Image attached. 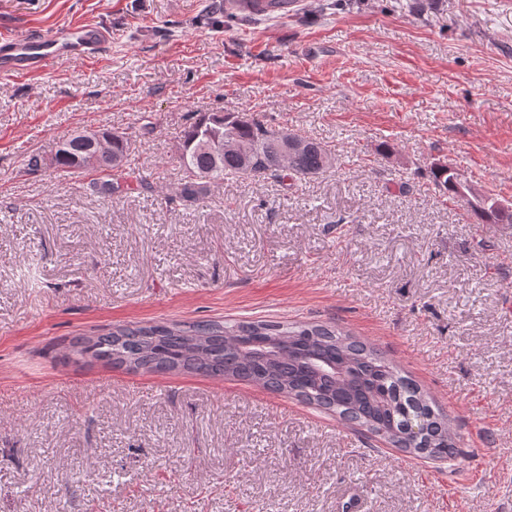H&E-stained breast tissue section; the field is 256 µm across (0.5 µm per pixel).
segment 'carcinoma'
Wrapping results in <instances>:
<instances>
[{
  "mask_svg": "<svg viewBox=\"0 0 512 512\" xmlns=\"http://www.w3.org/2000/svg\"><path fill=\"white\" fill-rule=\"evenodd\" d=\"M224 148L204 149L201 142ZM90 152L79 134L58 145L55 165L83 168ZM128 141L112 138L103 163L109 179L100 193H131L141 185L126 169ZM179 161L185 171L177 198L193 204L228 175L254 180L304 179L322 172L331 155L321 144L283 129H273L238 113L201 112L184 129ZM439 193L464 201L476 224H512V207L489 198L470 201L459 175L446 164L430 168ZM70 352L113 368L153 373H189L232 377L294 397L335 413L340 420L364 428L396 448L444 461L456 448L449 416L435 408L412 378L377 350L339 328L312 323L209 321L118 326L72 341ZM421 421L426 446L407 436L410 423Z\"/></svg>",
  "mask_w": 512,
  "mask_h": 512,
  "instance_id": "cac0c4a2",
  "label": "carcinoma"
}]
</instances>
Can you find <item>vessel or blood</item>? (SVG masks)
I'll list each match as a JSON object with an SVG mask.
<instances>
[{"label":"vessel or blood","instance_id":"b4317fda","mask_svg":"<svg viewBox=\"0 0 512 512\" xmlns=\"http://www.w3.org/2000/svg\"><path fill=\"white\" fill-rule=\"evenodd\" d=\"M109 30L80 25L61 32L0 38V75L33 73L52 63L71 62L98 54L110 42Z\"/></svg>","mask_w":512,"mask_h":512}]
</instances>
